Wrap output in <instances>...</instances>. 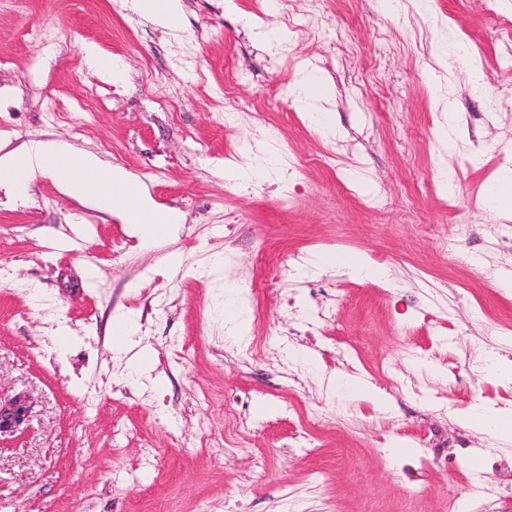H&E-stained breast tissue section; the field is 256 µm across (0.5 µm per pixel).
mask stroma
Wrapping results in <instances>:
<instances>
[{"instance_id":"obj_1","label":"stroma","mask_w":512,"mask_h":512,"mask_svg":"<svg viewBox=\"0 0 512 512\" xmlns=\"http://www.w3.org/2000/svg\"><path fill=\"white\" fill-rule=\"evenodd\" d=\"M182 4L171 31L128 0H0V155L63 141L180 214L143 246L56 179L36 177L26 200L0 194V398L31 404L0 436V512H466L475 484L493 512H512V443L462 422L477 403L512 410V383L469 358L486 326L512 330V294L482 276L512 278V250L497 245L512 212L486 203L512 169V104L500 102L512 0L396 13L322 0L316 24L303 0ZM33 23L65 36L36 49ZM262 28L284 41L263 42ZM90 42L122 80L88 69ZM303 69L332 83V130L296 104ZM94 91L103 109L74 128ZM168 98L175 111L161 110ZM448 109L465 129L451 150L439 136ZM271 152L285 188L226 178ZM460 223L473 239H457ZM217 251L222 277L200 275ZM327 252L364 255L390 280L289 274V256ZM323 308L334 318H317ZM122 313L139 325L125 352L110 336ZM488 340L512 362V346ZM291 346L311 366L286 359ZM143 349L151 363L131 374ZM340 373L388 409L334 399ZM396 444L413 455L392 458Z\"/></svg>"}]
</instances>
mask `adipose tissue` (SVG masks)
I'll use <instances>...</instances> for the list:
<instances>
[{"label":"adipose tissue","instance_id":"1","mask_svg":"<svg viewBox=\"0 0 512 512\" xmlns=\"http://www.w3.org/2000/svg\"><path fill=\"white\" fill-rule=\"evenodd\" d=\"M330 94L324 79L304 72L297 81L296 101L310 123L330 128L332 113L322 109ZM60 178L66 193L77 200H88L100 211L124 213L135 224L142 242L159 241L169 234L177 216L174 212H157L145 198L141 182L123 169L112 166L99 156L82 152L65 142H38L21 152L0 157V191L12 200L28 198L37 175ZM308 268L327 271L341 269L355 277L373 282H385L383 266L366 258L348 254L341 257L318 254L307 262ZM470 428L496 439L512 440V411L473 406L463 417Z\"/></svg>","mask_w":512,"mask_h":512}]
</instances>
